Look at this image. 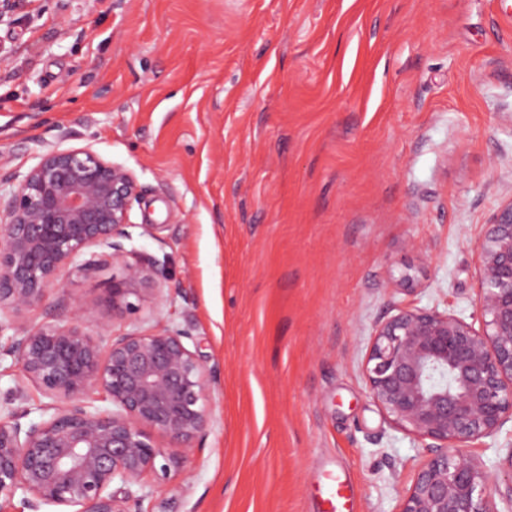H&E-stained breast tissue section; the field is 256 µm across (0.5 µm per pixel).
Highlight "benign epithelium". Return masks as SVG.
<instances>
[{
  "instance_id": "1",
  "label": "benign epithelium",
  "mask_w": 512,
  "mask_h": 512,
  "mask_svg": "<svg viewBox=\"0 0 512 512\" xmlns=\"http://www.w3.org/2000/svg\"><path fill=\"white\" fill-rule=\"evenodd\" d=\"M0 204V333L51 414L24 425L0 415V512L19 491L30 508L142 512L131 487L181 471L210 424L212 376L180 329L130 331L102 345L66 324L30 327L46 293L107 262L112 314L164 297V272L126 249L138 182L90 146L46 147L24 173L7 172ZM480 328L450 312L405 307L377 324L365 360L369 393L394 425L433 441L398 512H498L492 479L473 445L512 419V198L484 225L475 250ZM100 389L116 406L85 400ZM179 449L169 454L154 439ZM118 489H113V486Z\"/></svg>"
}]
</instances>
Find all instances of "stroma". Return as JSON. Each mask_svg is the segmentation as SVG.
<instances>
[{
    "instance_id": "stroma-1",
    "label": "stroma",
    "mask_w": 512,
    "mask_h": 512,
    "mask_svg": "<svg viewBox=\"0 0 512 512\" xmlns=\"http://www.w3.org/2000/svg\"><path fill=\"white\" fill-rule=\"evenodd\" d=\"M60 144L134 173L130 245L166 292L113 319L107 265L27 323L183 329L215 375L145 512H321L331 471L354 512H397L426 450L365 356L397 308L479 315L475 246L512 197V0H17L0 155ZM484 443L506 512L512 422Z\"/></svg>"
}]
</instances>
